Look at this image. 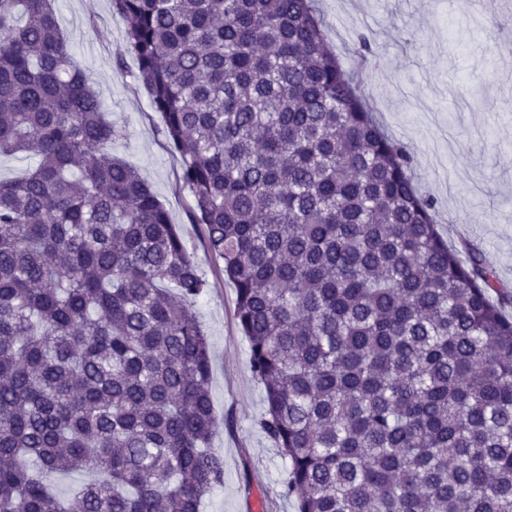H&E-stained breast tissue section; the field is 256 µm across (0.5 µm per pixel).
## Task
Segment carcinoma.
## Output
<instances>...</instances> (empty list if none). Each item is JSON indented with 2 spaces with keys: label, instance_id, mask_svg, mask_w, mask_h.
Returning <instances> with one entry per match:
<instances>
[{
  "label": "carcinoma",
  "instance_id": "1",
  "mask_svg": "<svg viewBox=\"0 0 512 512\" xmlns=\"http://www.w3.org/2000/svg\"><path fill=\"white\" fill-rule=\"evenodd\" d=\"M57 0H0V512H201L211 287ZM316 0H111L236 288L297 512H512V321L326 45ZM94 478L68 497L55 473Z\"/></svg>",
  "mask_w": 512,
  "mask_h": 512
}]
</instances>
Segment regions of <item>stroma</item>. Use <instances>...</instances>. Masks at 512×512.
Listing matches in <instances>:
<instances>
[{"label":"stroma","instance_id":"stroma-1","mask_svg":"<svg viewBox=\"0 0 512 512\" xmlns=\"http://www.w3.org/2000/svg\"><path fill=\"white\" fill-rule=\"evenodd\" d=\"M329 47L349 71L381 129L411 157L419 192L452 248L479 249L501 285L512 290V51L494 0H319ZM57 21L78 64L112 115L113 156L139 170L211 283L194 311L212 347L210 389L217 429L210 448L224 460V481L202 512H296L282 498L287 463L261 428L264 388L253 376L248 342L235 319L236 290L190 223L191 199L179 189V156L160 133L125 55L126 23L110 0H58ZM375 52L362 62L360 38Z\"/></svg>","mask_w":512,"mask_h":512}]
</instances>
